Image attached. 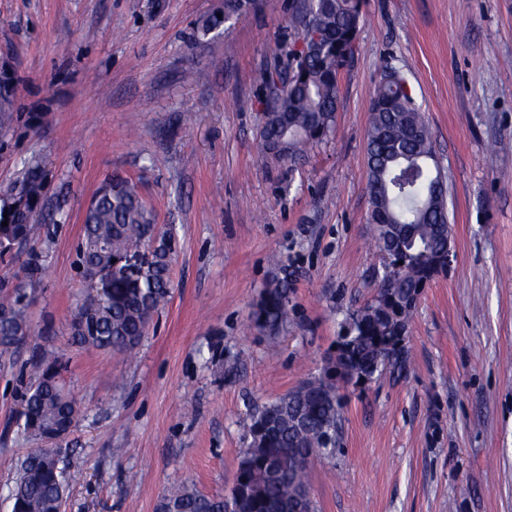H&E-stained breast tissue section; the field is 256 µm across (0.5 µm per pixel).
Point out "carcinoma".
<instances>
[{"instance_id": "carcinoma-1", "label": "carcinoma", "mask_w": 512, "mask_h": 512, "mask_svg": "<svg viewBox=\"0 0 512 512\" xmlns=\"http://www.w3.org/2000/svg\"><path fill=\"white\" fill-rule=\"evenodd\" d=\"M363 0H296L294 34L278 59L258 68L254 81L264 93L259 136L276 161L305 158L336 126L341 74L355 54ZM256 0H224V13L202 21L208 34L232 22ZM366 168L375 224V246L400 271L380 288L339 336L325 374L249 414L247 448L227 495L205 494L184 482L164 493L156 512H288V502L308 491V469L340 446L342 405L338 383L349 374L368 378L399 366L394 346L404 341L417 299L446 271L451 235L448 175L436 159L424 112L406 77L395 66L379 78L369 109ZM45 165L34 160L20 179L0 193V257L36 237ZM82 225L77 269L82 279L112 277V290L96 294L70 314L72 343L86 350L122 352L144 336L170 297V266L177 240L155 232L151 212L128 180L108 178L97 188ZM153 246L150 259L130 269L121 260ZM23 277L0 278V366L11 362L30 333L28 288L42 270V255L27 253ZM259 327L277 331L288 322V286L267 285L254 312ZM21 391L23 430L46 444L55 427L74 425L80 412L61 380L59 357L44 354ZM63 452L32 448L20 461L10 489L11 512H59L67 486Z\"/></svg>"}]
</instances>
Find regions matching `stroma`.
Segmentation results:
<instances>
[{
	"mask_svg": "<svg viewBox=\"0 0 512 512\" xmlns=\"http://www.w3.org/2000/svg\"><path fill=\"white\" fill-rule=\"evenodd\" d=\"M292 7L263 0L205 35L224 0H0V189L42 157L51 231L34 241L30 334L0 369V512L37 445L15 390L44 350L80 407L64 512H156L186 480L231 488L249 410L321 375L377 292L365 147L388 65L448 175L453 260L417 301L402 369L340 384L341 445L308 487L317 512H512V0H364L336 131L295 164L265 155L252 81ZM111 175L179 240L171 299L128 353L70 343L83 216ZM279 279L290 321L271 335L254 310Z\"/></svg>",
	"mask_w": 512,
	"mask_h": 512,
	"instance_id": "obj_1",
	"label": "stroma"
}]
</instances>
